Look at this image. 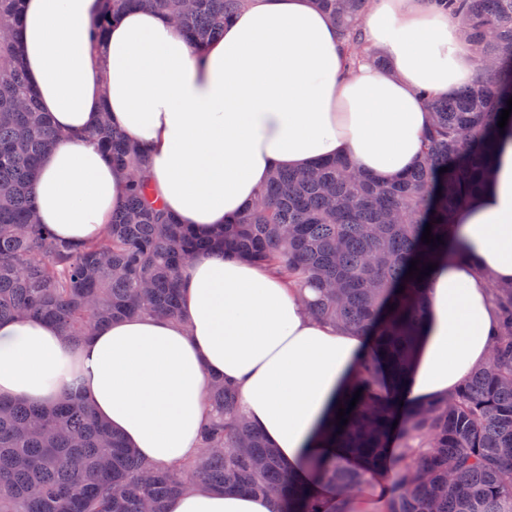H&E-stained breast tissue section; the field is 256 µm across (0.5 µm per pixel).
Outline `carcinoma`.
<instances>
[{
	"label": "carcinoma",
	"instance_id": "obj_1",
	"mask_svg": "<svg viewBox=\"0 0 512 512\" xmlns=\"http://www.w3.org/2000/svg\"><path fill=\"white\" fill-rule=\"evenodd\" d=\"M19 2L0 0V320H48L77 344L119 318H174L183 265L214 251L315 289L310 313L370 345L341 401L349 407L362 390L348 423L322 434L324 447L345 455L307 461L339 493L331 511L245 421L235 384L218 381L207 395L200 455L166 471L71 391L49 406L0 398V512H166L168 499L190 485L265 494L273 512H347L352 493L383 470L387 512H512V287L492 286L498 329L489 362L442 400L397 405L427 303V278L405 274L413 260L421 269L460 254L455 214L492 175L498 115L512 98V0H423L461 22L477 69L472 85L447 98L419 91L432 120L415 168L391 182L359 172L348 157L277 170L216 236L195 233L162 208L140 145L103 116L89 138L130 178L122 206L88 243L60 239L38 219L35 170L60 136L17 60ZM103 2L92 21L96 37L125 10L145 7L169 16L200 49L224 34L245 0ZM314 2L336 23L351 68L376 59L362 26L370 0ZM428 223L442 239L434 246L421 240Z\"/></svg>",
	"mask_w": 512,
	"mask_h": 512
}]
</instances>
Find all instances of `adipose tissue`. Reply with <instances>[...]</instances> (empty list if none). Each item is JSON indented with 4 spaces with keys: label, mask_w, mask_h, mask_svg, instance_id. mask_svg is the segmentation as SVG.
<instances>
[{
    "label": "adipose tissue",
    "mask_w": 512,
    "mask_h": 512,
    "mask_svg": "<svg viewBox=\"0 0 512 512\" xmlns=\"http://www.w3.org/2000/svg\"><path fill=\"white\" fill-rule=\"evenodd\" d=\"M102 0H22L18 61L61 135L35 175L41 223L74 242L97 238L126 174L87 134L101 112L142 145L156 195L178 223L207 234L240 216L275 169L348 156L392 180L422 157L430 113L476 64L457 21L422 0H371L367 39L381 61L349 69L334 23L313 0H248L223 36L195 49L163 14L126 12L94 41ZM464 253L428 281L425 343L401 391L417 405L454 392L488 359L491 285L512 286V125L497 137L495 175L458 212ZM179 318L113 321L72 347L35 319L0 322V396L46 404L71 387L139 456L167 469L195 458L211 381L237 385L242 414L291 475L323 499L334 488L305 469L315 439L367 340L312 318L299 290L259 265L197 254L182 273ZM166 512H272L264 495L190 488Z\"/></svg>",
    "instance_id": "1"
}]
</instances>
